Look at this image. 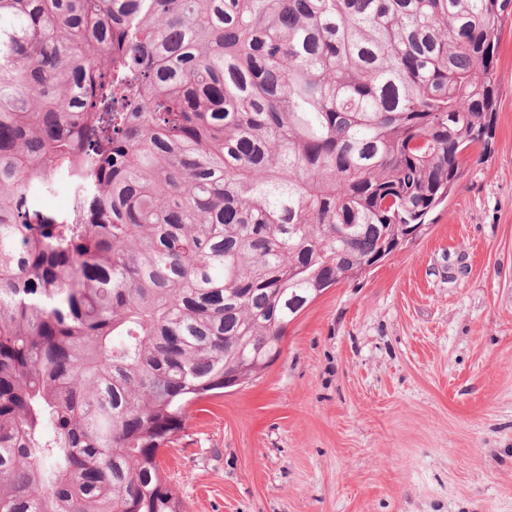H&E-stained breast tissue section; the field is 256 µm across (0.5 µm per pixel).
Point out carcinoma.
I'll use <instances>...</instances> for the list:
<instances>
[{
  "label": "carcinoma",
  "mask_w": 512,
  "mask_h": 512,
  "mask_svg": "<svg viewBox=\"0 0 512 512\" xmlns=\"http://www.w3.org/2000/svg\"><path fill=\"white\" fill-rule=\"evenodd\" d=\"M510 16L0 0V512H180L157 455L190 407L488 146Z\"/></svg>",
  "instance_id": "1"
}]
</instances>
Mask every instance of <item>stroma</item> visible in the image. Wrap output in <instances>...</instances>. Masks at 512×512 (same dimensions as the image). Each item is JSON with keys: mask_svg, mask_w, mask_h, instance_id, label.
<instances>
[{"mask_svg": "<svg viewBox=\"0 0 512 512\" xmlns=\"http://www.w3.org/2000/svg\"><path fill=\"white\" fill-rule=\"evenodd\" d=\"M499 109L420 235L325 290L158 462L182 512H512V23Z\"/></svg>", "mask_w": 512, "mask_h": 512, "instance_id": "obj_1", "label": "stroma"}]
</instances>
